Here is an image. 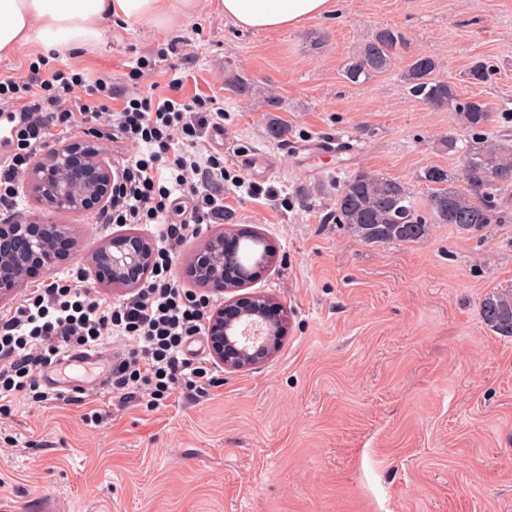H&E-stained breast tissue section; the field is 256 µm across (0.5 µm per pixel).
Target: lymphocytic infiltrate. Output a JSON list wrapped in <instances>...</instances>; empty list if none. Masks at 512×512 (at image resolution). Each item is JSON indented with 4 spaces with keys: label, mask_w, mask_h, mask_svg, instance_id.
<instances>
[{
    "label": "lymphocytic infiltrate",
    "mask_w": 512,
    "mask_h": 512,
    "mask_svg": "<svg viewBox=\"0 0 512 512\" xmlns=\"http://www.w3.org/2000/svg\"><path fill=\"white\" fill-rule=\"evenodd\" d=\"M181 89L175 78L165 91L126 96L106 77L90 83L80 72L44 76L34 67L0 81V104L18 114L10 150L0 156V211L16 208L24 175L54 134L102 130L117 143L118 158L100 223L162 227L153 266L130 297L109 302L85 277L52 276L0 314L1 395L23 391L38 404L51 400L36 380L48 356L111 338L130 347L109 380L120 402L156 405L216 383L205 359L184 352L188 339L208 335L215 300L187 289L173 265L204 225L224 221V155L207 146L224 131V106Z\"/></svg>",
    "instance_id": "lymphocytic-infiltrate-1"
}]
</instances>
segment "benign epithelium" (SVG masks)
I'll use <instances>...</instances> for the list:
<instances>
[{"instance_id": "7a95c632", "label": "benign epithelium", "mask_w": 512, "mask_h": 512, "mask_svg": "<svg viewBox=\"0 0 512 512\" xmlns=\"http://www.w3.org/2000/svg\"><path fill=\"white\" fill-rule=\"evenodd\" d=\"M24 192L51 212L94 211L104 207L112 193V168L92 141L84 139L47 153L33 163ZM73 238L62 224H35L17 219L0 225V303L12 299L31 279L43 273L60 253L56 243ZM234 250L224 246V234L214 235L190 262L195 282L224 285V266ZM152 241L142 235L114 236L88 259L98 283L135 287L151 268ZM211 351L214 361L228 370L260 364L280 349L287 334L286 308L269 295L232 298L210 313Z\"/></svg>"}]
</instances>
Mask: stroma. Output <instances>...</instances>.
<instances>
[{
  "mask_svg": "<svg viewBox=\"0 0 512 512\" xmlns=\"http://www.w3.org/2000/svg\"><path fill=\"white\" fill-rule=\"evenodd\" d=\"M385 28L402 35L391 67L349 83L345 64ZM101 29L50 69L66 63L131 94L178 78L187 95L224 103L226 167L243 184L225 182L223 224L184 247L177 270L222 228L258 232L277 257L245 291L273 294L291 321L269 361L219 370L205 394L155 409L120 403L106 383L40 406L1 398L0 512H28L38 496L59 512H512V336L481 315L486 295L512 288V221L369 244L334 220L336 189L356 173L418 197L425 169L460 176L445 145L467 139L455 113L431 109L405 79L419 55L461 96L502 109L487 135L512 141V0H334L328 14L260 31L226 21L220 0H196L162 27ZM142 59L154 72L132 79ZM478 61L494 70L474 84ZM322 139L346 153L300 156ZM254 152L269 171H245ZM252 183L277 193L252 195ZM15 215L72 228L73 254L52 267L62 276L119 232L97 212H46L27 197ZM91 409L100 422L84 420Z\"/></svg>",
  "mask_w": 512,
  "mask_h": 512,
  "instance_id": "35a3bbf8",
  "label": "stroma"
}]
</instances>
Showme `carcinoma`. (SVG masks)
Returning a JSON list of instances; mask_svg holds the SVG:
<instances>
[{
    "label": "carcinoma",
    "mask_w": 512,
    "mask_h": 512,
    "mask_svg": "<svg viewBox=\"0 0 512 512\" xmlns=\"http://www.w3.org/2000/svg\"><path fill=\"white\" fill-rule=\"evenodd\" d=\"M399 35L391 29L375 38L344 66L343 76L352 84L387 71L392 64ZM434 59L420 55L410 64L405 78L412 91L435 110L455 113L461 127L469 132L463 154L461 182L452 185L448 171L430 167L422 180L429 186L420 199L400 181L358 173L337 189L336 221L365 243H397L427 236L430 225L466 227L465 233L483 231L505 220L501 200L512 193V143L494 142L484 131L497 120V112L475 97H461L454 86L432 78ZM268 241L246 235L241 241L238 261L250 262L263 254ZM482 317L493 330L512 336V288L488 295L481 305Z\"/></svg>",
    "instance_id": "1"
}]
</instances>
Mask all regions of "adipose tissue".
Instances as JSON below:
<instances>
[{"label": "adipose tissue", "mask_w": 512, "mask_h": 512, "mask_svg": "<svg viewBox=\"0 0 512 512\" xmlns=\"http://www.w3.org/2000/svg\"><path fill=\"white\" fill-rule=\"evenodd\" d=\"M224 18L255 30L287 29L330 11L333 0H221ZM142 20L166 24V0H0V56L36 40L45 49L87 45L100 22Z\"/></svg>", "instance_id": "adipose-tissue-1"}]
</instances>
